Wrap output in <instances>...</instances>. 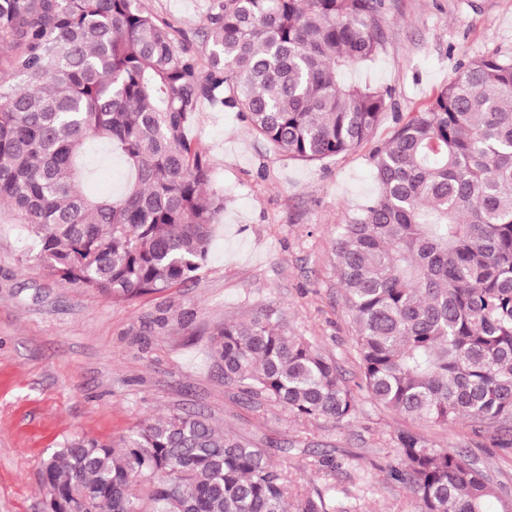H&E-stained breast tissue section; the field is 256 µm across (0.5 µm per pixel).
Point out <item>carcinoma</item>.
<instances>
[{
  "mask_svg": "<svg viewBox=\"0 0 512 512\" xmlns=\"http://www.w3.org/2000/svg\"><path fill=\"white\" fill-rule=\"evenodd\" d=\"M383 0H209L208 53L141 0H0V215L36 238L65 287L124 302L196 276L224 190L188 135L203 102L291 159L368 140L389 94L347 79L382 49ZM132 172L84 188L86 152ZM374 196L340 225L336 267L361 381L407 418L512 421V57L462 65L373 153ZM210 358L250 397L305 419L356 411L336 362L273 311L214 334ZM418 512H491L496 486L461 450L398 436ZM76 512H329L291 495L254 439L173 413L121 445L71 438L42 465Z\"/></svg>",
  "mask_w": 512,
  "mask_h": 512,
  "instance_id": "cac0c4a2",
  "label": "carcinoma"
}]
</instances>
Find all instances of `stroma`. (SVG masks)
Instances as JSON below:
<instances>
[{"label":"stroma","mask_w":512,"mask_h":512,"mask_svg":"<svg viewBox=\"0 0 512 512\" xmlns=\"http://www.w3.org/2000/svg\"><path fill=\"white\" fill-rule=\"evenodd\" d=\"M144 3L205 48L207 0ZM382 30L378 58L350 77L389 91L388 107L373 138L345 154L295 161L237 113L197 112L190 134L211 159L224 213L194 280L115 303L49 278L30 258L26 225L0 223V512H46L42 462L65 439L116 444L137 424L176 412L255 438L292 488L323 495L333 512H417L391 477L404 430L462 449L512 501V428L411 420L364 392L349 420H299L225 383L209 357L224 323L273 309L289 334L307 337L357 384L337 226L374 195L372 153L396 118L427 104L461 63L512 55V0H384Z\"/></svg>","instance_id":"1"}]
</instances>
